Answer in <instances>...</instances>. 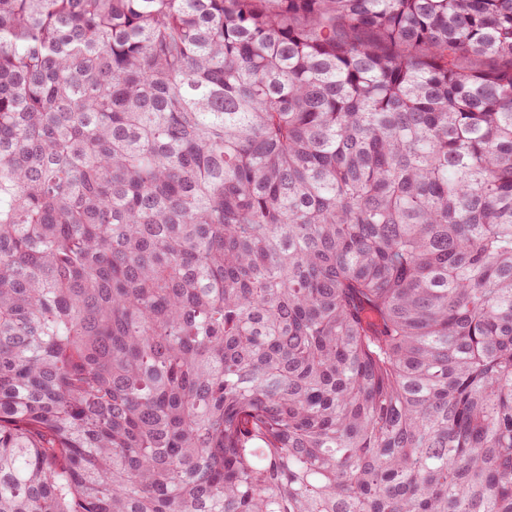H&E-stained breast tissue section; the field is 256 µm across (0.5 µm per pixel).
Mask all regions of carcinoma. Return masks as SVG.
Here are the masks:
<instances>
[{"label":"carcinoma","mask_w":512,"mask_h":512,"mask_svg":"<svg viewBox=\"0 0 512 512\" xmlns=\"http://www.w3.org/2000/svg\"><path fill=\"white\" fill-rule=\"evenodd\" d=\"M0 512H512V0H0Z\"/></svg>","instance_id":"1"}]
</instances>
